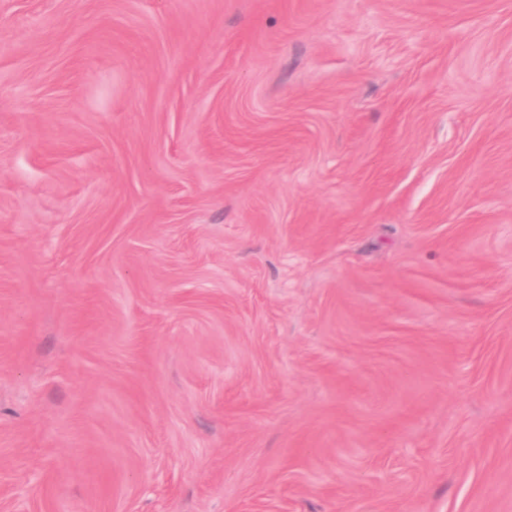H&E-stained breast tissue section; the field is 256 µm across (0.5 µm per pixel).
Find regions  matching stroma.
<instances>
[{
  "label": "stroma",
  "mask_w": 512,
  "mask_h": 512,
  "mask_svg": "<svg viewBox=\"0 0 512 512\" xmlns=\"http://www.w3.org/2000/svg\"><path fill=\"white\" fill-rule=\"evenodd\" d=\"M0 512H512V0H0Z\"/></svg>",
  "instance_id": "35a3bbf8"
}]
</instances>
